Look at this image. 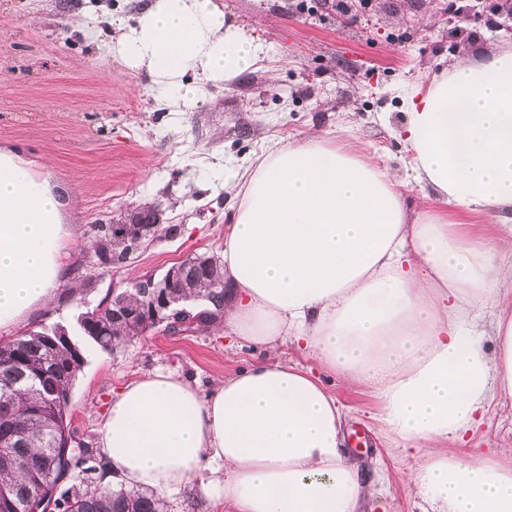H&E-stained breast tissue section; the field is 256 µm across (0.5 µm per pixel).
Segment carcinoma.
<instances>
[{
	"label": "carcinoma",
	"instance_id": "carcinoma-1",
	"mask_svg": "<svg viewBox=\"0 0 512 512\" xmlns=\"http://www.w3.org/2000/svg\"><path fill=\"white\" fill-rule=\"evenodd\" d=\"M94 253L100 265L112 267L131 255L130 243L153 237H175L178 228L139 225L126 228L116 240L112 225L96 224ZM180 291L201 301L205 309L193 314L186 331L207 330L224 321V271L218 261L186 270ZM78 318L81 335L103 352L134 339L132 326L112 319L99 306ZM59 323L42 324L8 340L0 339V442L11 443L0 455V512H32L54 495L56 484L70 482L55 495L51 512H158L157 499L134 489L114 490L102 483L105 459L96 449L71 436L67 414L78 373L85 365L73 342L55 338Z\"/></svg>",
	"mask_w": 512,
	"mask_h": 512
}]
</instances>
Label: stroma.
I'll use <instances>...</instances> for the list:
<instances>
[{
    "instance_id": "35a3bbf8",
    "label": "stroma",
    "mask_w": 512,
    "mask_h": 512,
    "mask_svg": "<svg viewBox=\"0 0 512 512\" xmlns=\"http://www.w3.org/2000/svg\"><path fill=\"white\" fill-rule=\"evenodd\" d=\"M228 19L263 41L270 60L227 85H209L199 105L161 107L146 75L112 57L100 34L131 22L147 0H0V147H17L43 164L51 183L69 189L66 221L79 235L67 247V277L51 306L33 311L23 329L74 325L77 304L97 305L113 286L161 277L192 253L220 255L235 198L224 169L247 167L267 146L317 133L332 140L350 125V146L405 174L410 155L398 133L401 94L449 69L461 53L481 58L512 49V0H444L442 21L431 0H370L360 18L341 25L337 0H222ZM86 21L83 29L68 20ZM411 214L431 211L498 251L495 214L468 212L415 184L405 188ZM158 206L181 233L134 253L117 268L95 261L92 225ZM73 389L70 430L95 443L113 391L157 368L195 378L201 391L245 368L265 351L223 327L179 336L147 335L113 353L84 345ZM283 358L322 378L346 413L345 433L362 429L367 446L346 441L349 460L369 482L358 512H424L408 476L424 461L409 446L389 454L376 419L377 400L349 390L294 343ZM470 445L487 457L512 446V402L494 406Z\"/></svg>"
}]
</instances>
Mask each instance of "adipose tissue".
Here are the masks:
<instances>
[{
	"instance_id": "obj_1",
	"label": "adipose tissue",
	"mask_w": 512,
	"mask_h": 512,
	"mask_svg": "<svg viewBox=\"0 0 512 512\" xmlns=\"http://www.w3.org/2000/svg\"><path fill=\"white\" fill-rule=\"evenodd\" d=\"M108 43L184 108L268 56L218 0H151ZM402 106L410 179L496 213L512 252V50L460 57ZM348 135L282 141L225 169L238 201L224 230V324L269 352L205 394L164 370L118 389L97 435L106 483L153 490L163 508L190 492L208 512H355L367 488L344 450V411L277 355L292 340L378 399L391 449L431 448L412 475L427 512H512V448L494 460L438 452L512 401V263L438 214L410 219L407 181ZM69 203L20 149L0 148V333L62 285ZM488 304L489 326L476 316Z\"/></svg>"
}]
</instances>
